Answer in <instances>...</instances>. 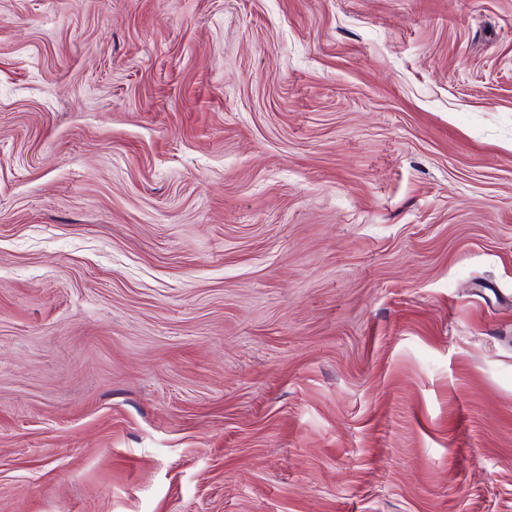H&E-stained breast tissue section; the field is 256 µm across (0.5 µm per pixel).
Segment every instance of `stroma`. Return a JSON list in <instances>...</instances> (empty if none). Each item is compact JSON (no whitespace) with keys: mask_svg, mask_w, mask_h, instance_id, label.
I'll return each instance as SVG.
<instances>
[{"mask_svg":"<svg viewBox=\"0 0 512 512\" xmlns=\"http://www.w3.org/2000/svg\"><path fill=\"white\" fill-rule=\"evenodd\" d=\"M0 512H512V0H0Z\"/></svg>","mask_w":512,"mask_h":512,"instance_id":"1","label":"stroma"}]
</instances>
